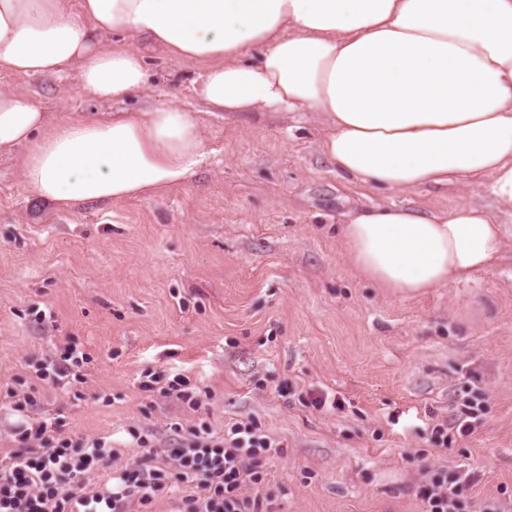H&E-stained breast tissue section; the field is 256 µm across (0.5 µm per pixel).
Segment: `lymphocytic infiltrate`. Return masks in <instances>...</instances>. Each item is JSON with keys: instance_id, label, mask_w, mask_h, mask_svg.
Wrapping results in <instances>:
<instances>
[{"instance_id": "1", "label": "lymphocytic infiltrate", "mask_w": 512, "mask_h": 512, "mask_svg": "<svg viewBox=\"0 0 512 512\" xmlns=\"http://www.w3.org/2000/svg\"><path fill=\"white\" fill-rule=\"evenodd\" d=\"M16 430L26 450L0 461V512H134L169 494L175 512H262L261 502L242 496L241 489L261 482L264 459L279 448L250 422L233 423L220 438L204 424L187 431L178 425L162 455L136 435L140 460L117 470L104 439L64 437L45 420L22 422ZM102 466L113 469L111 486L87 489L86 474ZM189 484L193 492L180 493ZM466 486L461 477L442 474L420 486L418 495L426 512H460Z\"/></svg>"}]
</instances>
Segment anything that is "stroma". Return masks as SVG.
Instances as JSON below:
<instances>
[{
	"label": "stroma",
	"instance_id": "stroma-1",
	"mask_svg": "<svg viewBox=\"0 0 512 512\" xmlns=\"http://www.w3.org/2000/svg\"><path fill=\"white\" fill-rule=\"evenodd\" d=\"M148 84L93 101L67 76L0 73L56 122L173 104L199 113L209 152L184 185L67 212L38 201L0 153V458L21 421L107 438L134 466L131 432L167 446L172 424L223 436L252 421L281 445L241 492L265 512H425L417 489L439 472L469 479L462 512H512V212L501 262L472 281L403 296L361 280L336 230L372 205L429 212L489 204L469 186L387 192L336 171L315 112L209 113L201 68L138 37ZM76 346L89 358L59 388L34 368ZM181 374L208 390L193 409L143 390ZM336 407L307 405L310 397ZM31 397L24 412L15 397ZM479 397V425L452 426ZM448 443L434 445V426Z\"/></svg>",
	"mask_w": 512,
	"mask_h": 512
}]
</instances>
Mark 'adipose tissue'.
Masks as SVG:
<instances>
[{
	"label": "adipose tissue",
	"instance_id": "obj_1",
	"mask_svg": "<svg viewBox=\"0 0 512 512\" xmlns=\"http://www.w3.org/2000/svg\"><path fill=\"white\" fill-rule=\"evenodd\" d=\"M146 36L203 65L214 112L324 115L337 171L388 191L468 184L512 210V0H0V71L61 75L114 100L144 88L141 53L97 33ZM17 151L27 187L60 211L188 182L208 159L200 119L166 104L54 124L24 94L0 91V153ZM490 211L376 206L339 234L358 276L401 295L468 281L498 259Z\"/></svg>",
	"mask_w": 512,
	"mask_h": 512
}]
</instances>
